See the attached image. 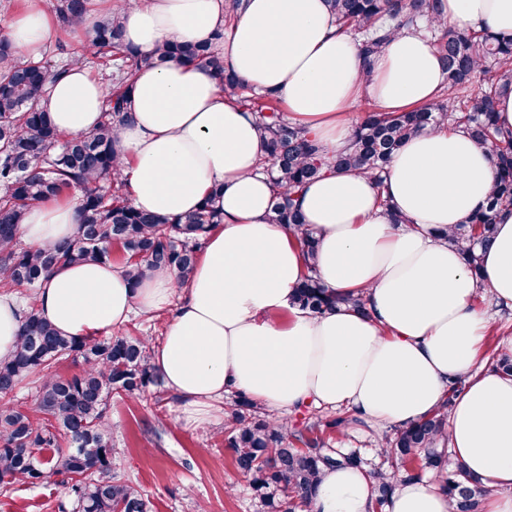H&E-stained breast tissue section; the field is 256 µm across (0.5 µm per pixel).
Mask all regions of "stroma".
Here are the masks:
<instances>
[{"label": "stroma", "mask_w": 512, "mask_h": 512, "mask_svg": "<svg viewBox=\"0 0 512 512\" xmlns=\"http://www.w3.org/2000/svg\"><path fill=\"white\" fill-rule=\"evenodd\" d=\"M79 41V36L53 25L43 57L56 64L83 63L98 81L108 83L111 70L75 54ZM109 424L117 452L114 474L139 488L153 512H262L247 478L232 464L223 420L189 427L177 400L157 406L149 398L116 394ZM62 495L51 482L17 485L0 492V512H54Z\"/></svg>", "instance_id": "stroma-1"}]
</instances>
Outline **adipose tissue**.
I'll list each match as a JSON object with an SVG mask.
<instances>
[{"label": "adipose tissue", "instance_id": "1", "mask_svg": "<svg viewBox=\"0 0 512 512\" xmlns=\"http://www.w3.org/2000/svg\"><path fill=\"white\" fill-rule=\"evenodd\" d=\"M224 8V0H128L125 39L147 55L167 42L209 41L226 27L225 66L248 87L276 95L328 157L350 147L349 106L369 99L398 112L431 102L445 81L434 49L413 30L392 36L364 64L325 0H248L229 27ZM445 19L512 38V0H448ZM11 34L38 57L50 22L33 4ZM106 93L73 66L40 106L59 131L77 135L96 127ZM128 110L115 152L131 204L178 217L217 187L224 222L208 233L187 283L158 268L134 287L109 263L63 264L36 292L42 315L62 335L91 339L141 312L167 314L151 362L195 426L222 413L231 389L272 412L344 408L372 427L403 426L448 404L449 447L471 475L500 490L486 512H512V376L481 364L488 322L475 304L482 289L512 310V212L500 214L480 275L443 237L486 201L495 177L487 148L461 131L429 129L394 153L382 185L333 169L310 184L300 208L318 231L312 270L337 296L361 293L369 310L364 316L342 304L315 315L292 303L310 269L296 229L269 220L273 184L259 171L253 114L225 96L209 68L172 60L141 67ZM396 214L405 223H393ZM77 224L73 204L51 200L30 211L20 236L54 244L73 238ZM21 311L16 293L0 290V360L16 348ZM460 375L463 390L449 396ZM371 484L361 468L327 470L312 510L368 512ZM451 510L428 479L398 482L386 508Z\"/></svg>", "mask_w": 512, "mask_h": 512}]
</instances>
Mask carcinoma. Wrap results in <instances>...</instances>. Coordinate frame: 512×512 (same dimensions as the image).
Segmentation results:
<instances>
[{
    "mask_svg": "<svg viewBox=\"0 0 512 512\" xmlns=\"http://www.w3.org/2000/svg\"><path fill=\"white\" fill-rule=\"evenodd\" d=\"M338 26L359 35L358 44L370 76V62L393 34L420 21L429 25L432 45L446 72L435 100L402 112L361 108L353 126L352 150L323 157L313 134L286 120L273 94H258L224 67L219 44L225 30L202 43H167L149 56L126 43L118 5L80 45L84 55L114 65L112 87L96 128L67 135L38 106L47 84L65 70L23 53L10 33L0 29V289L36 288L61 264L110 262L112 249L124 256V271L136 286L154 269L171 270L178 283L193 274L209 229L223 223L221 190L214 188L199 207L181 217L133 208L120 176L114 134L127 120L126 101L140 67L177 59L209 68L224 93L254 113L265 149V162L276 192L271 207L274 224L300 231L298 243L308 274L298 283L293 304L314 314L336 307V295L314 275L316 231L294 204L303 187L333 166L367 174L382 186L392 154L411 136L448 126L466 132L486 146L496 175L485 206L448 236L461 249L467 267L480 276V250L493 237L497 216L512 210V128L495 120V101L512 90V39L488 29L458 30L441 22L447 0H326ZM91 0H57L61 27L77 33ZM79 188L77 234L51 246L28 245L18 236L27 212L35 205ZM82 359L80 373L61 376L58 366ZM148 340L128 333L106 339L78 340L62 336L27 297L13 356L0 361V488L36 485L48 477L74 497L73 512H152L150 500L132 484L116 479V452L108 424V399L114 393L146 396L163 381L150 362ZM39 375L43 385L35 402L23 406L12 393L26 378ZM224 423V441L233 452L235 469L247 477L267 512H297L312 505L320 474L335 466L361 465L354 450L330 448L323 433L346 432L357 418L345 411L332 420L317 419L307 437L272 420L249 397L239 395ZM448 404L428 417L378 440L380 467L369 472L373 484L371 512H385L393 486L430 472L454 503V512H482L488 492L482 479L455 461L447 469L445 442ZM298 446L288 447V437ZM288 490V500L281 498Z\"/></svg>",
    "mask_w": 512,
    "mask_h": 512,
    "instance_id": "1",
    "label": "carcinoma"
}]
</instances>
